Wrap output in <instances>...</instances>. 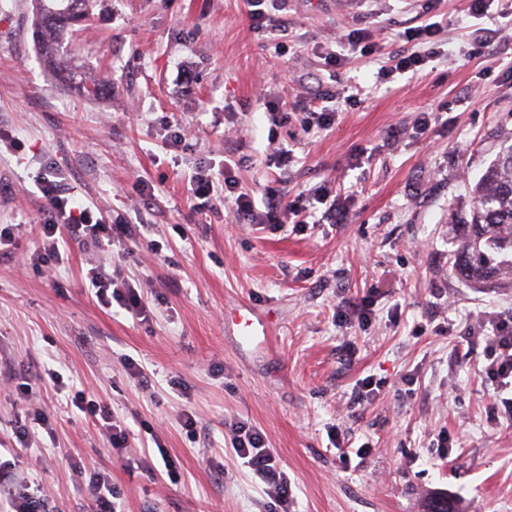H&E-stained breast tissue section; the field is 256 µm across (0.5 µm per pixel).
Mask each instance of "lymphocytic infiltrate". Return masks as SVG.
<instances>
[{
  "instance_id": "lymphocytic-infiltrate-1",
  "label": "lymphocytic infiltrate",
  "mask_w": 512,
  "mask_h": 512,
  "mask_svg": "<svg viewBox=\"0 0 512 512\" xmlns=\"http://www.w3.org/2000/svg\"><path fill=\"white\" fill-rule=\"evenodd\" d=\"M44 199L46 214L42 226L39 251L46 263L57 266L63 263L69 241L92 242L110 246L134 241L137 227L119 221L105 223L91 207L79 203L69 191L60 173L54 170L45 173L38 183ZM224 200L246 224H286L289 216L310 215V208H297L295 203L281 196H273L266 211H256L248 193L243 192L233 172L232 165L224 167ZM85 277L98 302L105 307L118 304L132 316L144 312L142 297L128 281L111 275L99 266L87 270ZM486 373L494 379L500 389L512 390V319L497 321L492 332L485 338ZM70 403L80 412L94 417L106 433L111 448L119 450L129 445L131 430L125 420L115 416L111 407L90 398L85 391L72 393ZM232 449L249 468L253 478L265 487L271 506L286 512L292 498L291 480L280 467L271 448H268L262 432L244 421L231 423Z\"/></svg>"
}]
</instances>
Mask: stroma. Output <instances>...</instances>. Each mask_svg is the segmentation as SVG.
I'll return each instance as SVG.
<instances>
[{
  "label": "stroma",
  "mask_w": 512,
  "mask_h": 512,
  "mask_svg": "<svg viewBox=\"0 0 512 512\" xmlns=\"http://www.w3.org/2000/svg\"><path fill=\"white\" fill-rule=\"evenodd\" d=\"M250 10L94 0L63 53L111 83L93 99L41 62L33 0H0V132L19 145L0 153V225L16 227L0 255V466L16 488L39 485L50 512H93V468L121 512H264L261 483L232 450L229 425L246 421L287 472L293 512H423L433 492L465 512H512V391L497 390L484 358L512 290H477L448 269V219L470 212L469 183L512 135V0L480 14L463 0H278L261 30ZM432 22L434 55L393 69ZM342 34L372 51L333 70L325 58ZM345 84L358 98L337 102L332 125L305 127L301 101ZM283 95L284 123L266 109ZM282 144L293 153L283 171L269 165ZM228 162L257 209L272 189L292 201L321 189L335 217L277 228L240 223L220 199L196 209L191 175L210 168L220 195ZM51 166L140 239L75 244L42 266L37 179ZM92 264L140 288L145 321L98 304L83 279ZM239 306L265 338L232 334ZM48 368L124 417L128 448L112 452L54 392L20 400L21 376ZM365 378L375 391L362 398ZM37 410L51 431L13 452L17 419ZM188 410L199 437L183 426ZM155 435L163 451H144ZM339 440L371 450L346 460ZM168 459L174 478H155Z\"/></svg>",
  "instance_id": "obj_1"
}]
</instances>
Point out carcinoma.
<instances>
[{"instance_id": "1", "label": "carcinoma", "mask_w": 512, "mask_h": 512, "mask_svg": "<svg viewBox=\"0 0 512 512\" xmlns=\"http://www.w3.org/2000/svg\"><path fill=\"white\" fill-rule=\"evenodd\" d=\"M91 0H36L33 32L60 84L73 70L60 64L64 36L87 21ZM471 219L448 225L453 275L471 288L512 289V144L505 146L471 188Z\"/></svg>"}]
</instances>
